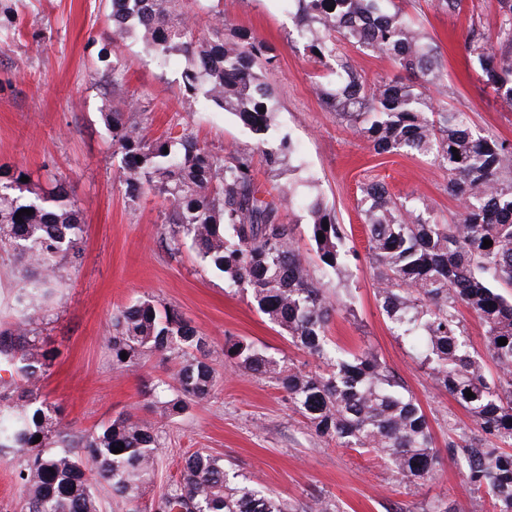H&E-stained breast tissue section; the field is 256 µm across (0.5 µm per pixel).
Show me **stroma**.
I'll return each mask as SVG.
<instances>
[{"instance_id":"35a3bbf8","label":"stroma","mask_w":512,"mask_h":512,"mask_svg":"<svg viewBox=\"0 0 512 512\" xmlns=\"http://www.w3.org/2000/svg\"><path fill=\"white\" fill-rule=\"evenodd\" d=\"M223 5L234 27L252 31L274 49L267 77L275 114L264 136L208 102L183 112V57L148 56L131 39L117 47L126 96L146 117L148 138L188 131L213 152L251 156L257 185H291L293 201L280 214L294 225L295 244L311 276L338 304L329 338L345 353L371 347L399 377L428 414L442 462L434 480L419 488L405 486L373 456L312 435L271 379L222 364L214 397L191 405L167 427V448L147 492L163 490L178 478L183 458L204 448L223 455L232 471L258 477L267 493L289 499L322 496L340 512H422L436 498L467 512L472 492L446 446L475 432L476 425L437 388L410 341L390 329L367 259V202L360 191L383 182L428 221L449 224L460 204L448 193V176L427 158L376 153L355 127L326 109L315 90L319 66L297 35L296 0H223ZM402 7L441 54L444 85L434 99L463 113L483 135L512 142V107L486 86L465 48L471 28L498 29L497 0H463L457 13L436 7L434 0H403ZM106 10L105 0H0V165L23 168L42 185L52 176L65 180L85 227L80 263L63 264L52 299L38 311L47 346L57 352L42 391L62 406L77 430L97 428L125 411L150 415L144 387L168 377L170 363L153 355L140 370L122 371L113 366L106 342L114 310L140 298L177 307L215 355H222L226 337L237 336L304 371L322 368L258 313L245 286L202 264L190 245L168 250L166 209L159 196L127 197L119 179L121 156L114 153L101 117L107 97L97 53L109 36ZM339 54L369 83L397 76L386 56L348 43ZM285 139L292 144L289 160L269 168L264 151L279 148ZM315 199L345 235L344 256L335 270L321 264L310 237L309 204Z\"/></svg>"}]
</instances>
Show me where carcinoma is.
<instances>
[{
	"label": "carcinoma",
	"mask_w": 512,
	"mask_h": 512,
	"mask_svg": "<svg viewBox=\"0 0 512 512\" xmlns=\"http://www.w3.org/2000/svg\"><path fill=\"white\" fill-rule=\"evenodd\" d=\"M199 2L213 20L208 36L196 34V15L180 0H108L111 32L98 61L107 96L122 106L108 108L103 118L121 155L126 195L132 201L147 190L162 196L168 249L178 252L189 242L201 262L247 285L257 310L325 369L299 370L234 336L225 338L224 357L246 373L273 379L311 434L372 453L402 482L423 485L440 467L429 417L399 392L395 375L371 348L336 354L327 336L335 305L295 248L294 226L280 219L281 205L293 201L291 187L276 185L274 194L265 195L253 181L251 157L226 159L190 133L148 139L136 103L122 99L123 65L115 46L132 37L149 56L184 57V111H194L203 98L256 135L269 129L273 90L264 69L273 60L271 47L250 30L232 28L221 0ZM298 3L302 36L315 62L336 59L334 91L316 84L329 110L354 124L372 117L360 132L378 153L404 150L433 159L448 171V194L463 203L455 223L434 224L397 203L383 183L366 185L367 255L378 270V293L393 327L419 345L437 386L475 420L476 435L448 442L477 493L471 512H479L485 496L493 512H512V453L482 445L495 439L512 447V301L495 288L512 286V143L483 136L458 113L435 106L428 89L441 85L442 62L394 0ZM498 3L502 21L495 37L472 29L467 51L485 83L512 103V0ZM226 28L233 29L230 39L224 38ZM341 42L390 58L404 75L368 83L337 55ZM498 46L504 53L496 54ZM24 175L17 167H0V250L29 272V287L16 296V319L0 330V363L12 369L11 380L0 382V457L16 462L19 512H102L99 485L109 488L120 512H141L143 490L166 448L164 428L190 405L211 399L219 378L215 360L206 337L178 311L151 298L123 306L107 330L113 364L135 371L149 354L173 363L171 380L159 379L144 392L159 420L122 412L97 430L72 431L63 409L42 393L53 351L39 336L33 311L50 292L60 263L79 259L84 224L65 184L44 192L21 181ZM22 209L33 214L16 216ZM309 209L320 260L335 269L340 225L320 203ZM486 239L493 244L484 246ZM462 306L484 328L501 372L496 383L468 350ZM500 338L507 344L498 345ZM468 390L475 397H467ZM116 447L121 452L114 454ZM150 512L339 510L326 499L288 502L267 494L255 481L229 473L223 457L201 449L184 457L180 476L152 498Z\"/></svg>",
	"instance_id": "obj_1"
}]
</instances>
